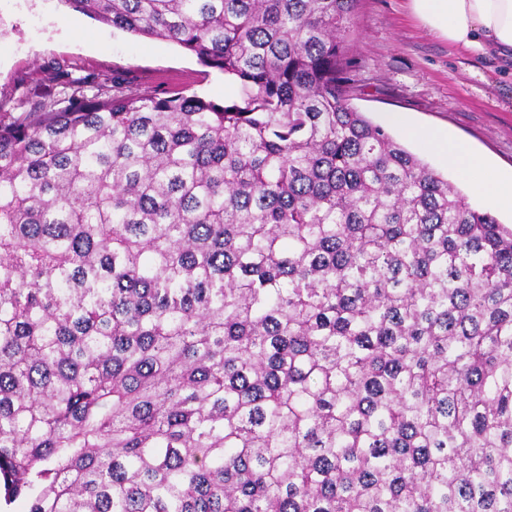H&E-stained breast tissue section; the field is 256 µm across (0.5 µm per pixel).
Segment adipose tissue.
<instances>
[{"mask_svg": "<svg viewBox=\"0 0 512 512\" xmlns=\"http://www.w3.org/2000/svg\"><path fill=\"white\" fill-rule=\"evenodd\" d=\"M424 26L458 46L484 56L512 54V0H410ZM389 123L415 139L425 141L448 166L470 181L480 194L512 208V175L502 174L486 159L449 134L417 127L394 113Z\"/></svg>", "mask_w": 512, "mask_h": 512, "instance_id": "adipose-tissue-1", "label": "adipose tissue"}]
</instances>
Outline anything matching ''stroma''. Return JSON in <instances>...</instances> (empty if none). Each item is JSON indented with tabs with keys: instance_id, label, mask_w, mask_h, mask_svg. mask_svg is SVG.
Instances as JSON below:
<instances>
[{
	"instance_id": "35a3bbf8",
	"label": "stroma",
	"mask_w": 512,
	"mask_h": 512,
	"mask_svg": "<svg viewBox=\"0 0 512 512\" xmlns=\"http://www.w3.org/2000/svg\"><path fill=\"white\" fill-rule=\"evenodd\" d=\"M352 104L374 124L400 112L465 141L512 174V64L449 46L413 15L409 0H358L350 23ZM114 79L131 95L173 92L228 100L237 86L174 43L131 35L60 0H0V107L31 108L57 96V76ZM391 135L446 174L476 209L512 226V210L474 193L426 146Z\"/></svg>"
}]
</instances>
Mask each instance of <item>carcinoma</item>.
I'll return each instance as SVG.
<instances>
[{"instance_id": "carcinoma-1", "label": "carcinoma", "mask_w": 512, "mask_h": 512, "mask_svg": "<svg viewBox=\"0 0 512 512\" xmlns=\"http://www.w3.org/2000/svg\"><path fill=\"white\" fill-rule=\"evenodd\" d=\"M59 2L239 94L0 111V500L512 512V227L351 105L357 0Z\"/></svg>"}]
</instances>
